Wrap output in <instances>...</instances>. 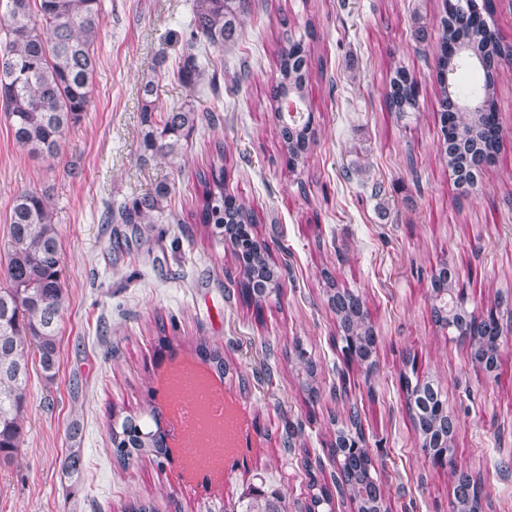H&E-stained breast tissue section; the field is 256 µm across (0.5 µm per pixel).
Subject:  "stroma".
<instances>
[{"label":"stroma","instance_id":"obj_1","mask_svg":"<svg viewBox=\"0 0 512 512\" xmlns=\"http://www.w3.org/2000/svg\"><path fill=\"white\" fill-rule=\"evenodd\" d=\"M92 103L62 141L58 158L16 145L0 111V265L13 199L28 188L54 208L65 300L60 369L53 383L31 370L20 449L0 465V512H238L257 494L306 504L309 481L334 486L328 448L335 426L357 406L364 445L377 464L388 512H457L447 469L425 455L407 387L438 388L456 421L450 442L459 467L482 494L483 512H512V332L486 372L466 343L437 322L432 278L449 265L467 308L478 314L512 299V63L499 67L498 111L508 150L474 188L454 182L437 154L434 96L443 0H258L237 44L209 48L231 71L219 94L188 88L176 75L173 36L193 0H100ZM302 38L313 64L307 101L315 143L287 172L269 89L278 39ZM160 72L151 67L159 52ZM420 88L403 120L384 98L391 63ZM154 80L159 111L192 104L216 111L183 141L177 158L144 142L142 81ZM224 145V191L261 217L256 238L281 270L280 288L251 304L231 270L227 245L192 223L195 174L215 142ZM165 184L167 215L153 224H107ZM359 295L376 339L374 366L344 353L332 289ZM502 320L512 310L497 307ZM302 347L311 367L296 366ZM219 351L218 394L236 404L251 434L246 462L199 499L165 458L119 464L113 418L153 427L163 414L160 372L171 353L211 368L200 350ZM78 427L83 465L63 468Z\"/></svg>","mask_w":512,"mask_h":512}]
</instances>
